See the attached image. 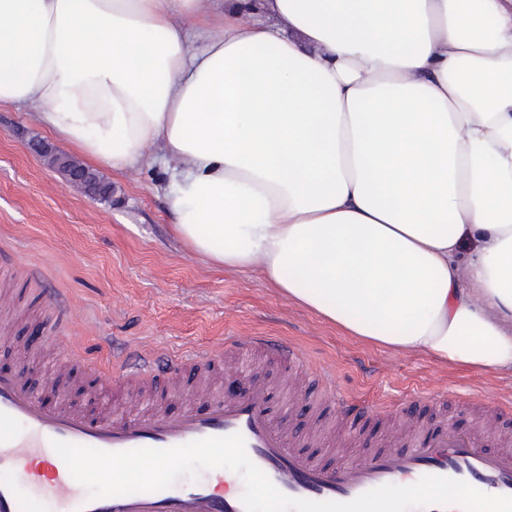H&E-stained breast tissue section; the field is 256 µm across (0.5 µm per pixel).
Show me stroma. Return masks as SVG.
I'll return each instance as SVG.
<instances>
[{"instance_id": "stroma-1", "label": "stroma", "mask_w": 512, "mask_h": 512, "mask_svg": "<svg viewBox=\"0 0 512 512\" xmlns=\"http://www.w3.org/2000/svg\"><path fill=\"white\" fill-rule=\"evenodd\" d=\"M71 149L43 130L29 108L0 107V291L50 286L74 302L56 338L38 348L62 353L77 347L107 364L114 344L129 340L154 348L208 351L228 336L273 335L304 350L319 372L354 400L376 402L448 393L447 423L499 428L491 409L512 404V374L462 368L398 352L342 332L314 311L271 288L255 271H227L191 253L174 236L167 215L168 175L149 160L122 171L99 169L110 186L103 199L70 187L38 154L35 143ZM40 277L31 279L27 268ZM51 302H21L0 341V364L15 366L18 344L40 331ZM489 407L477 416L475 401ZM320 405L308 390L291 406L272 394L274 416H289L308 433Z\"/></svg>"}]
</instances>
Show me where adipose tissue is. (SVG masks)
<instances>
[{"instance_id":"obj_1","label":"adipose tissue","mask_w":512,"mask_h":512,"mask_svg":"<svg viewBox=\"0 0 512 512\" xmlns=\"http://www.w3.org/2000/svg\"><path fill=\"white\" fill-rule=\"evenodd\" d=\"M343 332L512 372V0H0V105Z\"/></svg>"}]
</instances>
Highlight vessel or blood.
Masks as SVG:
<instances>
[{"mask_svg":"<svg viewBox=\"0 0 512 512\" xmlns=\"http://www.w3.org/2000/svg\"><path fill=\"white\" fill-rule=\"evenodd\" d=\"M274 354L289 367L307 368V358L295 345L277 336H230L217 350L174 353L128 343L114 354L112 367H101L84 354L68 355L107 393L129 385L147 389L162 401L185 368L201 375L199 393L179 411L148 409L136 418L122 413L95 414L58 397H39L28 388L21 372L0 370V512H33V499L21 492L17 478L62 501L66 512H245L241 494H228L224 484L233 474L226 469L207 471L192 485L125 495L93 497L82 490L55 451L57 441L107 452L138 448L168 449L194 440L234 433L245 440L250 461L284 495L315 502H349L386 485H405L425 476L461 480L489 495L512 496V448L491 449L475 432L431 427L424 412L446 403V394L417 395L410 401L359 404L337 391L331 380H321L337 422L364 426L368 419L397 414L413 407V437L407 447L359 440L360 458L353 462H323L293 445L287 420L273 421L268 382L252 380L242 393L221 389L220 369H234L242 356Z\"/></svg>","mask_w":512,"mask_h":512,"instance_id":"1","label":"vessel or blood"}]
</instances>
